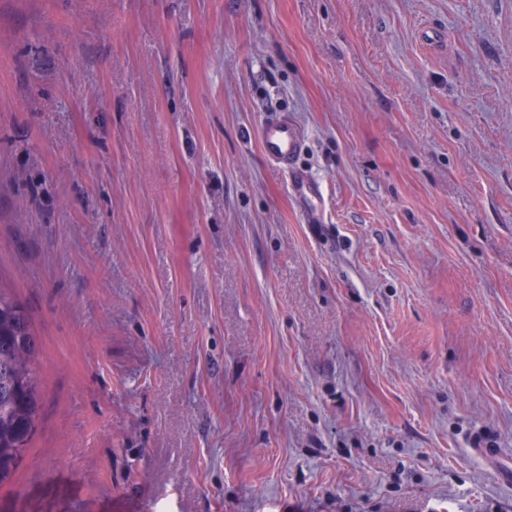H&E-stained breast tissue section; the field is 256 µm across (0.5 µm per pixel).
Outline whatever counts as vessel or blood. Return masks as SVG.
<instances>
[{"label": "vessel or blood", "mask_w": 512, "mask_h": 512, "mask_svg": "<svg viewBox=\"0 0 512 512\" xmlns=\"http://www.w3.org/2000/svg\"><path fill=\"white\" fill-rule=\"evenodd\" d=\"M258 136L265 157L277 167L291 172L297 193L316 195L315 185L295 169V160L304 148L303 128L287 114L271 112L260 125Z\"/></svg>", "instance_id": "b4317fda"}]
</instances>
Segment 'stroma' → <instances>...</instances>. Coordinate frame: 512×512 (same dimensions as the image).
<instances>
[{
	"label": "stroma",
	"mask_w": 512,
	"mask_h": 512,
	"mask_svg": "<svg viewBox=\"0 0 512 512\" xmlns=\"http://www.w3.org/2000/svg\"><path fill=\"white\" fill-rule=\"evenodd\" d=\"M0 287V512H512V0H0ZM265 157L277 167L287 170L300 195H317V188L295 169V160L304 148L305 132L292 118L281 112H270L258 130ZM38 351L29 315L0 289V484L11 477L36 431Z\"/></svg>",
	"instance_id": "stroma-1"
}]
</instances>
